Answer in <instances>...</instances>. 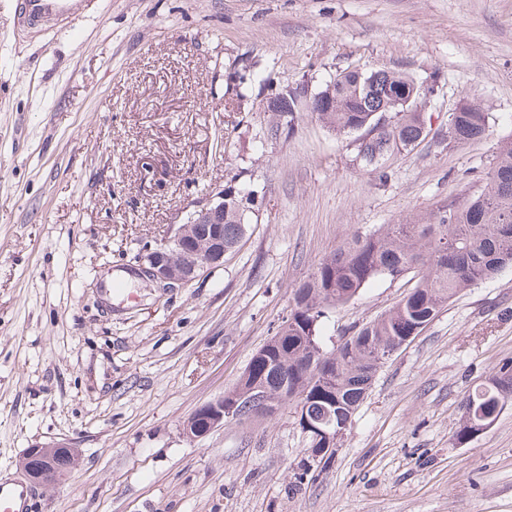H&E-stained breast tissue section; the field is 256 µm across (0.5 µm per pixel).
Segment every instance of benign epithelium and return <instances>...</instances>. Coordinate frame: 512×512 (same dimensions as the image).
Instances as JSON below:
<instances>
[{
	"label": "benign epithelium",
	"instance_id": "benign-epithelium-1",
	"mask_svg": "<svg viewBox=\"0 0 512 512\" xmlns=\"http://www.w3.org/2000/svg\"><path fill=\"white\" fill-rule=\"evenodd\" d=\"M140 273L164 288L191 283L201 271L224 263V190L211 192L206 202L194 209L175 235L138 258ZM236 405L230 398H218L197 409L183 423L184 435L195 440L224 425L233 416ZM352 421L343 416L336 421L304 417L305 433L314 442L334 444L342 438ZM80 462L69 444L36 445L26 449L18 467L34 484L50 485L60 474L75 469Z\"/></svg>",
	"mask_w": 512,
	"mask_h": 512
}]
</instances>
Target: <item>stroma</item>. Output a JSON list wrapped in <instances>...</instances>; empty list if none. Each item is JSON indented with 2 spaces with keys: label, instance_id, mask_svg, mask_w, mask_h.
I'll list each match as a JSON object with an SVG mask.
<instances>
[{
  "label": "stroma",
  "instance_id": "stroma-1",
  "mask_svg": "<svg viewBox=\"0 0 512 512\" xmlns=\"http://www.w3.org/2000/svg\"><path fill=\"white\" fill-rule=\"evenodd\" d=\"M346 68L438 82L425 138L378 172L357 135L308 112L288 132L262 109ZM463 100L488 129L456 146ZM509 138L512 0H80L55 26L0 0V481L67 442L81 466L34 486L30 512H512V402L456 438L468 390L512 364V268L381 366L328 465L291 407L182 430L323 258L462 201ZM229 185L254 203L223 265L180 288L139 279L137 256ZM412 286L374 279L324 318V347Z\"/></svg>",
  "mask_w": 512,
  "mask_h": 512
}]
</instances>
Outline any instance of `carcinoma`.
<instances>
[{
	"label": "carcinoma",
	"mask_w": 512,
	"mask_h": 512,
	"mask_svg": "<svg viewBox=\"0 0 512 512\" xmlns=\"http://www.w3.org/2000/svg\"><path fill=\"white\" fill-rule=\"evenodd\" d=\"M413 78L395 70H349L319 91L320 101L290 100L280 113L292 125L299 112H310L339 135L363 130L369 140L358 144V156L378 166L375 152L385 141L401 147L419 138L422 113L410 99ZM388 112L392 121L379 122ZM487 113L475 105L448 115V141L462 144L484 136ZM224 249L242 238L238 218L242 196L224 188ZM512 267V139L502 143L485 185L461 203H449L424 224H394L381 234L351 237L340 251L325 258L294 292L269 353L253 356L238 385L239 417L266 406L284 410L308 406L320 417L355 413L367 398L376 362L396 337L420 333L465 288ZM414 274L416 284L397 304L366 323L338 346L323 349L319 327L329 310L355 299L379 276L392 279ZM468 391L458 440L469 439L475 424L496 420L512 400V367L505 364Z\"/></svg>",
	"instance_id": "carcinoma-1"
}]
</instances>
